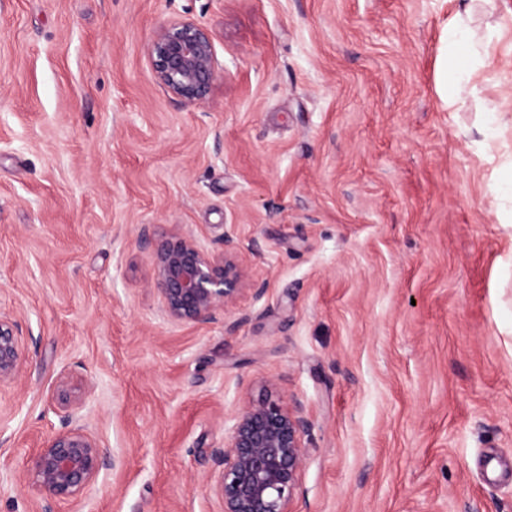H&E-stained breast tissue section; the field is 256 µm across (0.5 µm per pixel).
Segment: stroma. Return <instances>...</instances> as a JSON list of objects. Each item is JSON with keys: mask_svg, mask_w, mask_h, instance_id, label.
Wrapping results in <instances>:
<instances>
[{"mask_svg": "<svg viewBox=\"0 0 512 512\" xmlns=\"http://www.w3.org/2000/svg\"><path fill=\"white\" fill-rule=\"evenodd\" d=\"M512 0H476V26ZM452 0H0V512H220L233 415L311 422L292 512H512V226L480 157L512 22L465 102L436 91ZM191 19L219 77L182 103L156 32ZM249 245L215 320L161 312L142 231ZM115 460L80 501L22 482L61 376ZM25 363L18 324L9 310L0 308V385L17 380Z\"/></svg>", "mask_w": 512, "mask_h": 512, "instance_id": "35a3bbf8", "label": "stroma"}]
</instances>
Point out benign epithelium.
<instances>
[{"instance_id":"1","label":"benign epithelium","mask_w":512,"mask_h":512,"mask_svg":"<svg viewBox=\"0 0 512 512\" xmlns=\"http://www.w3.org/2000/svg\"><path fill=\"white\" fill-rule=\"evenodd\" d=\"M154 77L170 95L198 104L218 76L214 47L207 32L192 20L161 27L150 47ZM151 249L155 286L162 312L171 321L198 323L215 319L232 307L244 287L259 298L265 283L250 279L245 247L228 233L221 249L208 250L191 234L142 233ZM25 363L18 324L0 309V384L17 380ZM65 429L48 439L32 457L29 469L40 495L51 501H74L109 465L99 439L81 423L82 398L61 380ZM311 422L299 406L266 396L232 418L224 447L213 449L217 469L211 490L221 512H290L306 457L305 437Z\"/></svg>"}]
</instances>
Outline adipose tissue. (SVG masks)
<instances>
[{
  "label": "adipose tissue",
  "instance_id": "1",
  "mask_svg": "<svg viewBox=\"0 0 512 512\" xmlns=\"http://www.w3.org/2000/svg\"><path fill=\"white\" fill-rule=\"evenodd\" d=\"M470 0H459L443 28L438 58L437 91L452 105L472 94L476 79L487 64L486 44L478 42L470 25Z\"/></svg>",
  "mask_w": 512,
  "mask_h": 512
}]
</instances>
